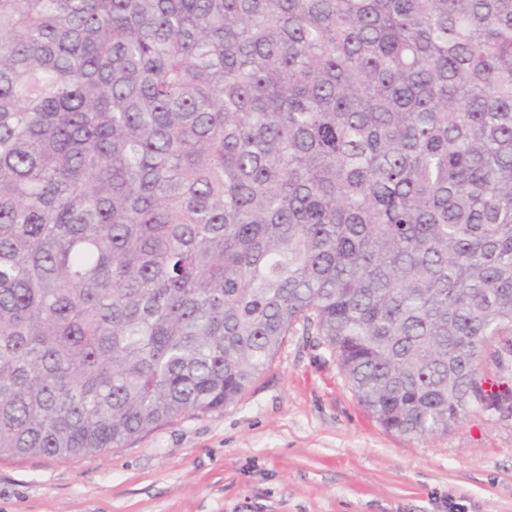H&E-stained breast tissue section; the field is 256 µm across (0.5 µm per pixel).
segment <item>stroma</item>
<instances>
[{"mask_svg":"<svg viewBox=\"0 0 512 512\" xmlns=\"http://www.w3.org/2000/svg\"><path fill=\"white\" fill-rule=\"evenodd\" d=\"M0 512H512V419L387 431L298 327L224 410L106 454L1 458Z\"/></svg>","mask_w":512,"mask_h":512,"instance_id":"stroma-1","label":"stroma"}]
</instances>
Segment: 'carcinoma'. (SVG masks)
Masks as SVG:
<instances>
[{
	"label": "carcinoma",
	"instance_id": "cac0c4a2",
	"mask_svg": "<svg viewBox=\"0 0 512 512\" xmlns=\"http://www.w3.org/2000/svg\"><path fill=\"white\" fill-rule=\"evenodd\" d=\"M299 323L389 431L512 416V0H0V457L222 410Z\"/></svg>",
	"mask_w": 512,
	"mask_h": 512
}]
</instances>
